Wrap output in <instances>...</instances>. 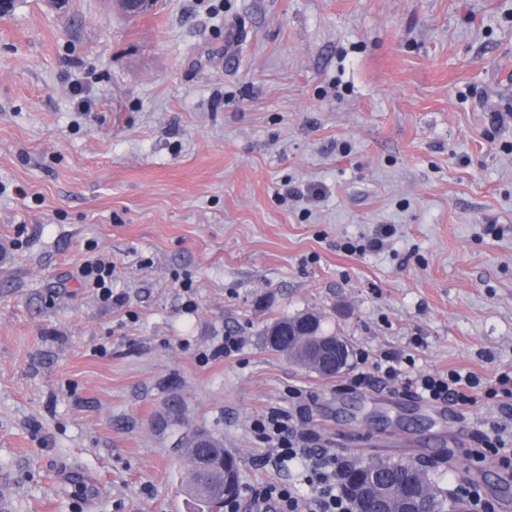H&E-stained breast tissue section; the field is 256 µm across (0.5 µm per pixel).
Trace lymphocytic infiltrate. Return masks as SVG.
Returning <instances> with one entry per match:
<instances>
[{"instance_id":"obj_1","label":"lymphocytic infiltrate","mask_w":512,"mask_h":512,"mask_svg":"<svg viewBox=\"0 0 512 512\" xmlns=\"http://www.w3.org/2000/svg\"><path fill=\"white\" fill-rule=\"evenodd\" d=\"M406 357L385 352L374 358L371 366L382 384L401 382L422 398L454 407L457 413L468 412L479 399L495 401L500 412L491 421L474 451L477 459L496 457L512 450V370L487 379L471 370L450 369L436 373L407 374ZM294 408L272 410L255 419L251 429L256 438L269 448L270 458L301 459L305 466L307 493L295 487L275 483L251 493L249 512H352L350 502L340 487V470L336 456L327 449L316 448L308 434L300 430L305 420L308 398L302 391L292 393Z\"/></svg>"}]
</instances>
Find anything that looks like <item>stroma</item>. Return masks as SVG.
Masks as SVG:
<instances>
[{
	"label": "stroma",
	"mask_w": 512,
	"mask_h": 512,
	"mask_svg": "<svg viewBox=\"0 0 512 512\" xmlns=\"http://www.w3.org/2000/svg\"><path fill=\"white\" fill-rule=\"evenodd\" d=\"M507 120L492 127L489 115ZM501 228L486 234V225ZM392 228L384 249L350 243ZM112 260L115 303L79 282ZM305 311L322 378L264 342ZM244 343L212 352L226 331ZM512 367V0H13L0 15V512H190L187 429L306 491L252 420L313 401L339 462L423 457L512 512V465L362 355ZM305 315H313L316 319L314 329L315 336L310 334L314 327V320L312 319H304L295 324L293 326L294 335L290 334L289 336H298L296 345L304 349L307 358L311 361H314L316 367L323 370L322 364H326L329 368L324 369V372L327 374L335 372V374H330V377L336 376L337 374L341 373L348 364L350 354L349 349L343 340H341L338 336H330L331 334L325 336L328 333L324 330L320 317L314 313L305 312L295 316H287L275 320L273 323L267 326L263 333V336H265L266 339V343L272 350L287 355L306 370L314 372L320 377H324V375L319 370L312 367L304 360L300 352L294 350L295 346L289 347L288 350V336H283V340L278 347L269 344V341L271 344H275L276 336H281L279 328L288 327V323L292 324L296 319ZM272 326L279 328L270 332V339L268 340L267 330ZM316 334L319 336H316ZM334 350H336L335 362L332 360Z\"/></svg>",
	"instance_id": "stroma-1"
}]
</instances>
